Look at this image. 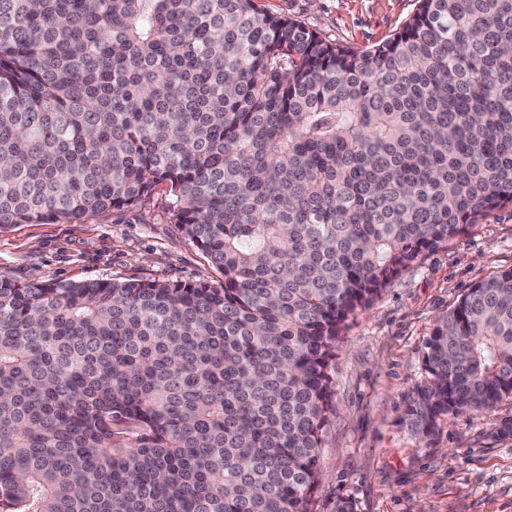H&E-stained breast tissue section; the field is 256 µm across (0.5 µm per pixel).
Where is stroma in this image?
<instances>
[{"mask_svg":"<svg viewBox=\"0 0 512 512\" xmlns=\"http://www.w3.org/2000/svg\"><path fill=\"white\" fill-rule=\"evenodd\" d=\"M353 50L389 40L417 0H257ZM512 267V206L426 252L351 319L336 351V415L320 453L314 512L339 496L356 512H512V401L443 417L425 437L404 421L423 376L421 349L437 319L475 283ZM0 276L19 282L215 279L204 254L171 224L164 189L126 221L19 224L0 231Z\"/></svg>","mask_w":512,"mask_h":512,"instance_id":"1","label":"stroma"}]
</instances>
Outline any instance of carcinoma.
I'll return each mask as SVG.
<instances>
[{
    "label": "carcinoma",
    "instance_id": "obj_1",
    "mask_svg": "<svg viewBox=\"0 0 512 512\" xmlns=\"http://www.w3.org/2000/svg\"><path fill=\"white\" fill-rule=\"evenodd\" d=\"M166 186L222 281L0 278V512H313L348 321L512 205V0L356 51L255 0H0V230ZM410 430L512 400V269Z\"/></svg>",
    "mask_w": 512,
    "mask_h": 512
}]
</instances>
